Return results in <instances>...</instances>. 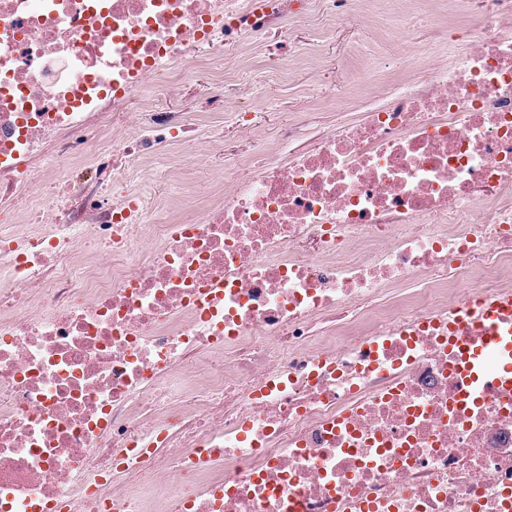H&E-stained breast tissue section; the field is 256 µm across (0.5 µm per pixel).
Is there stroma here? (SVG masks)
<instances>
[{"mask_svg": "<svg viewBox=\"0 0 512 512\" xmlns=\"http://www.w3.org/2000/svg\"><path fill=\"white\" fill-rule=\"evenodd\" d=\"M417 0H400L393 6L375 0H356L355 18L325 39L321 19L289 22L287 31H272L252 48L224 46V66L246 94L224 112L206 116L202 148L206 156L179 162L168 151L152 159L160 173L153 183L157 196L172 201L191 192L207 198L217 193L215 172L259 149L280 146V133L296 118H304L311 133L328 130L336 121L360 123L367 107L383 90H395L412 74L410 62L398 59L400 43L430 38L431 23L413 22ZM280 55L287 70L270 67V55ZM252 113L250 129H242L237 113Z\"/></svg>", "mask_w": 512, "mask_h": 512, "instance_id": "obj_1", "label": "stroma"}]
</instances>
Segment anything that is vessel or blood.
I'll return each instance as SVG.
<instances>
[{"label":"vessel or blood","instance_id":"1","mask_svg":"<svg viewBox=\"0 0 512 512\" xmlns=\"http://www.w3.org/2000/svg\"><path fill=\"white\" fill-rule=\"evenodd\" d=\"M485 330L483 343L465 354V368L473 373L484 369L486 356H493V372L499 383L512 384V299L501 298L486 302L477 315Z\"/></svg>","mask_w":512,"mask_h":512}]
</instances>
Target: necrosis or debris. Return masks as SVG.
<instances>
[{
	"mask_svg": "<svg viewBox=\"0 0 512 512\" xmlns=\"http://www.w3.org/2000/svg\"><path fill=\"white\" fill-rule=\"evenodd\" d=\"M366 122L223 167L168 216L155 105L292 0H0V512H512V0ZM477 320L486 337L481 345L466 352L465 371L472 370L478 376L484 369L486 356L491 354L495 358L493 373L499 383L512 384V299L486 302L478 311Z\"/></svg>",
	"mask_w": 512,
	"mask_h": 512,
	"instance_id": "obj_1",
	"label": "necrosis or debris"
}]
</instances>
